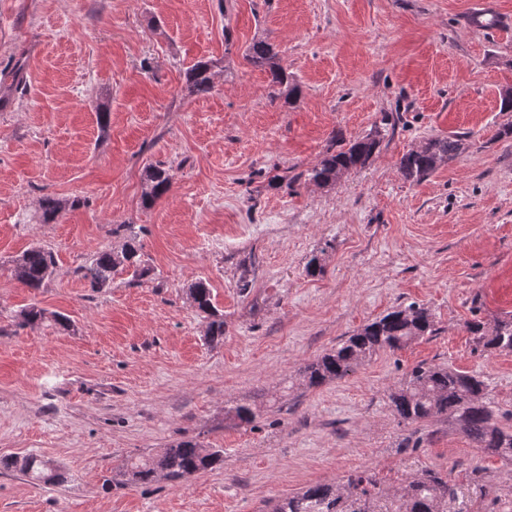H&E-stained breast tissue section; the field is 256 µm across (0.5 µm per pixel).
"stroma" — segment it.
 <instances>
[{
  "label": "stroma",
  "mask_w": 512,
  "mask_h": 512,
  "mask_svg": "<svg viewBox=\"0 0 512 512\" xmlns=\"http://www.w3.org/2000/svg\"><path fill=\"white\" fill-rule=\"evenodd\" d=\"M488 11L493 30L470 21ZM274 44L302 87L271 100L243 57ZM217 58L214 87L185 73ZM512 0H0V457L38 454L61 487L0 469V512H264L267 501L373 472L396 489L430 469L484 468L512 495V462L482 454L446 417L410 424L390 395L419 364L476 374L512 426V353L466 330L512 315ZM379 149L335 185L307 183L332 143L373 131ZM458 133L470 148L420 183L398 161ZM170 190L141 200L148 165ZM77 200L51 224L39 201ZM133 225L152 279L76 273L121 249ZM57 264L43 288L16 281L29 245ZM321 256L322 275L305 265ZM207 280L224 342L187 296ZM249 288H242V280ZM37 304L71 327H16ZM434 330L318 387L303 368L397 306ZM248 403L257 417L230 410ZM193 439L223 469L124 486L127 458Z\"/></svg>",
  "instance_id": "stroma-1"
}]
</instances>
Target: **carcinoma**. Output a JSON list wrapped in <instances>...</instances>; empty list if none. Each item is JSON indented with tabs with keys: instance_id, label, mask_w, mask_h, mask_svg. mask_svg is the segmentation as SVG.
I'll return each instance as SVG.
<instances>
[{
	"instance_id": "1",
	"label": "carcinoma",
	"mask_w": 512,
	"mask_h": 512,
	"mask_svg": "<svg viewBox=\"0 0 512 512\" xmlns=\"http://www.w3.org/2000/svg\"><path fill=\"white\" fill-rule=\"evenodd\" d=\"M244 58L262 67L268 74L270 96L288 104L300 93L288 67L282 64L278 52L263 39H255L247 47ZM220 66L217 59L200 60L186 73L187 86L194 94H206L213 87L214 69ZM381 142V130L350 141L337 149H326L319 162L306 171L307 181L318 186L336 184L343 175L362 168L377 151ZM468 149L465 136L448 135L435 137L400 158L399 170L403 178L419 183L432 175L439 167L461 155ZM170 168L150 165L144 173L142 202L150 204L166 193L173 182ZM70 202L45 196L39 202V218L43 223L54 221ZM128 232L121 250H101L88 258L78 268V274L95 290L112 287L115 273L124 270L132 279L142 281L154 274L135 244L136 234L131 226L121 224L114 233ZM17 281L24 286L39 289L56 265L55 254L43 246L34 245L12 258ZM189 296L194 307L210 318L206 331L207 340L218 344L224 339V315L213 303L208 284L199 280L189 286ZM15 318L18 324L31 329L52 322L64 329L69 320L59 314L31 305L21 309ZM474 342L485 351L512 352V318L498 321L487 328L480 321L467 323ZM432 332L428 309L416 304L398 306L382 317L365 324L335 349L312 361L305 369V378L312 386L334 379H341L366 358L380 351L403 348L416 338ZM487 385L480 376L459 372L443 366L418 365L405 381L391 394L393 410L401 419L425 422L436 416H446L460 427L461 432L477 448L489 456L512 461V429L499 426L494 408L485 401ZM0 468L17 470L32 481L45 485H61L68 477L61 469L54 471L45 466L42 457L31 454L21 459L0 458ZM224 468V449L204 448L193 439L170 444L156 456L130 458L120 471L121 483L146 484L162 474L170 480ZM493 496L492 504L502 499L495 495L492 480L482 471L473 470L465 483H451L448 479L424 471L412 478L405 489L391 492L383 487L376 475L369 472L348 476L344 488L316 484L296 495L274 501L268 512H473L474 498Z\"/></svg>"
}]
</instances>
